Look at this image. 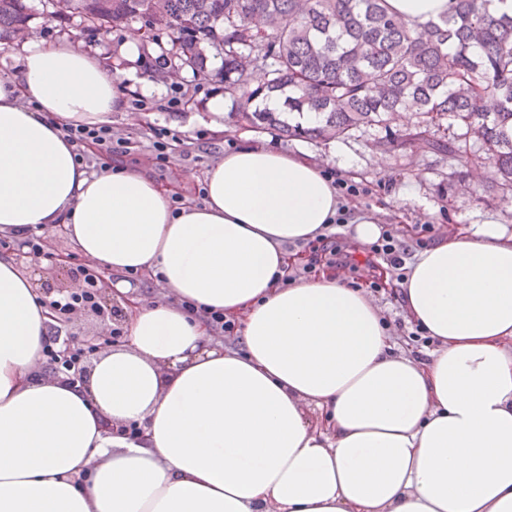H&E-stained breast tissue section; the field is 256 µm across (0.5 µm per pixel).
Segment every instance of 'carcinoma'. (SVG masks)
<instances>
[{
  "label": "carcinoma",
  "mask_w": 512,
  "mask_h": 512,
  "mask_svg": "<svg viewBox=\"0 0 512 512\" xmlns=\"http://www.w3.org/2000/svg\"><path fill=\"white\" fill-rule=\"evenodd\" d=\"M70 0L63 15L107 31L140 18L173 32L177 59L209 77L203 46L220 49L224 92L241 101L240 115L286 137L331 139L382 129L377 145L412 146L454 158L460 143L479 144L468 162L497 168L502 193L512 194V15L493 0H456L454 13L419 31L388 15L384 0ZM52 19L63 16L49 10ZM33 16L27 0H0V47ZM268 32L250 27L255 17ZM252 54L265 70L250 88L239 58ZM284 97L288 114L313 111L305 127L254 108L259 97ZM493 98L494 112L482 102ZM411 103L415 124L392 131L387 123Z\"/></svg>",
  "instance_id": "carcinoma-1"
}]
</instances>
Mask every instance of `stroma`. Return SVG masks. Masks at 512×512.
Listing matches in <instances>:
<instances>
[{"instance_id": "obj_1", "label": "stroma", "mask_w": 512, "mask_h": 512, "mask_svg": "<svg viewBox=\"0 0 512 512\" xmlns=\"http://www.w3.org/2000/svg\"><path fill=\"white\" fill-rule=\"evenodd\" d=\"M142 21L135 20L125 28H114L104 33L84 30L79 18L67 21H49L35 16L31 30L48 42L73 40L83 47L99 51L109 57L117 69V78L123 79L126 100L140 97L139 87L125 82L129 64L118 55V47L126 31L142 28ZM158 91L153 95L154 106L141 111V123L131 124L114 118L113 130L128 139V153L150 159L147 148L152 127L162 125L172 130L186 123L189 115L204 114L205 95L198 94L201 85L190 68L177 70L176 79L166 73L155 78ZM179 85L186 94L187 106L180 111L158 110V102L169 94L172 85ZM249 132L254 142L272 141L292 153L328 160L331 168L344 179L368 188V195L349 200L352 212L361 215L376 212L379 223L395 225L400 237L410 238L421 225L435 227L436 237L442 238L454 230L473 228L474 225L494 222L512 231V198L503 197L495 177L482 178L471 192H463L459 184L471 170L465 157L454 159L412 147L397 150L376 148L375 140L380 130L356 132L351 136L328 140L305 138L288 139L272 128H251L237 116L233 97H226L224 112V141L216 143L208 125L196 124L193 131L183 137L182 153L173 154L170 165L162 175L163 181L183 180L186 199L198 202L196 193L203 186L207 169L224 156V142L237 140L239 133ZM46 254L39 258L26 257L21 252H10L0 245V256L13 255L20 267L34 276L46 299L52 300L70 293L79 279L77 268L82 260L63 228H55L46 236Z\"/></svg>"}]
</instances>
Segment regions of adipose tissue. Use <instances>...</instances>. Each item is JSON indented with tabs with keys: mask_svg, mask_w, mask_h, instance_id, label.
Returning a JSON list of instances; mask_svg holds the SVG:
<instances>
[{
	"mask_svg": "<svg viewBox=\"0 0 512 512\" xmlns=\"http://www.w3.org/2000/svg\"><path fill=\"white\" fill-rule=\"evenodd\" d=\"M384 5L417 28L454 0ZM123 106L108 57L70 41L0 74V234L64 225L128 312L86 383L52 373V313L0 257V512H512V232L417 256L396 297L436 346L412 356L364 289L280 283L287 245L339 206L319 163L242 141L176 209L141 168L76 163L64 127ZM132 273L165 300L132 295ZM215 310L238 344L214 340Z\"/></svg>",
	"mask_w": 512,
	"mask_h": 512,
	"instance_id": "adipose-tissue-1",
	"label": "adipose tissue"
}]
</instances>
